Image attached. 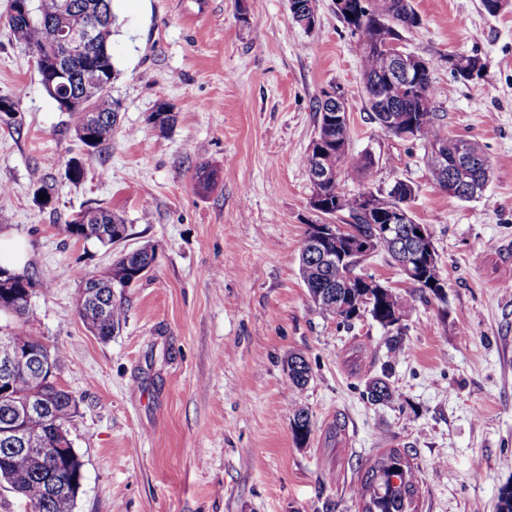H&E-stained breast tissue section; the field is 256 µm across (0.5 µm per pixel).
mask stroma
Masks as SVG:
<instances>
[{"mask_svg":"<svg viewBox=\"0 0 512 512\" xmlns=\"http://www.w3.org/2000/svg\"><path fill=\"white\" fill-rule=\"evenodd\" d=\"M421 24L406 51L434 64L433 102L445 133L478 143L491 178L462 201L431 181L424 147L371 122L357 37L335 0H315L317 24H295L288 0H112V97L119 125L85 153L69 113L42 87L33 57L0 25V238L25 248L35 289L27 329L61 352L56 370L78 410L68 423L83 463L72 512H357L359 477L387 448L420 469V512H496L512 485V0H414ZM483 59V79L448 60ZM344 97L349 158L371 153V190L412 182L416 223L440 259L442 297L419 296L385 255L359 274L407 299L405 354L391 360L370 316L351 326L313 306L299 243L322 218L301 158L315 105ZM168 103L175 122H147ZM83 159L79 183L65 177ZM214 173L197 187L200 166ZM52 184L49 206L35 190ZM122 215L130 235L104 246L64 224L86 206ZM150 245L151 270L123 289L125 320L101 339L79 320L83 281L117 255ZM360 364H352L353 348ZM312 368L286 391L283 360ZM391 363L400 395L373 405L365 380ZM312 421L306 442L293 414Z\"/></svg>","mask_w":512,"mask_h":512,"instance_id":"35a3bbf8","label":"stroma"}]
</instances>
